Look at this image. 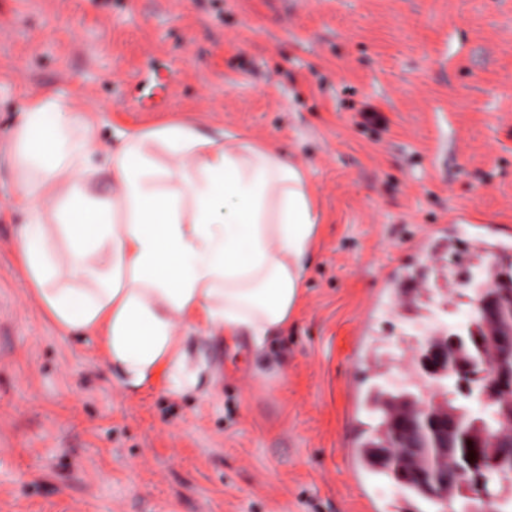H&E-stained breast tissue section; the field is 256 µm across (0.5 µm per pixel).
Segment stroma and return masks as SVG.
Here are the masks:
<instances>
[{"label": "stroma", "mask_w": 512, "mask_h": 512, "mask_svg": "<svg viewBox=\"0 0 512 512\" xmlns=\"http://www.w3.org/2000/svg\"><path fill=\"white\" fill-rule=\"evenodd\" d=\"M28 2L0 0V512H428L351 450L378 388L414 390L421 326L471 312L449 269L481 241L512 263V0ZM44 89L92 110L105 154L188 123L300 166L322 220L288 327L258 351L197 329L190 386L137 391L63 336L11 204Z\"/></svg>", "instance_id": "obj_1"}]
</instances>
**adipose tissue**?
<instances>
[{"label": "adipose tissue", "mask_w": 512, "mask_h": 512, "mask_svg": "<svg viewBox=\"0 0 512 512\" xmlns=\"http://www.w3.org/2000/svg\"><path fill=\"white\" fill-rule=\"evenodd\" d=\"M14 135L16 250L61 331L99 339L121 384L186 363L203 327L263 347L300 307L319 209L304 172L269 148L174 123L121 133L104 164L96 125L53 91ZM111 196L98 195L100 182Z\"/></svg>", "instance_id": "obj_1"}]
</instances>
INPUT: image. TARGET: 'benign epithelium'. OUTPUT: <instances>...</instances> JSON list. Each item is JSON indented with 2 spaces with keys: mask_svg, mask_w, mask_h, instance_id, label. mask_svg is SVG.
I'll return each instance as SVG.
<instances>
[{
  "mask_svg": "<svg viewBox=\"0 0 512 512\" xmlns=\"http://www.w3.org/2000/svg\"><path fill=\"white\" fill-rule=\"evenodd\" d=\"M476 291L484 294L478 302V312L489 326L491 359L484 365L478 378L485 379L483 396L492 397L512 388V297L498 295L483 281H474ZM460 338L440 336L432 330L422 338L415 350L422 380L431 382L433 396L424 404L411 398L398 402L392 412L390 427L394 442L375 449L385 464L425 480L427 486L444 493L448 483L444 463L453 454L456 439L472 440L478 448H511L512 431L492 437L474 423L462 430L458 412L448 407L439 391L438 380L448 368V358L457 355Z\"/></svg>",
  "mask_w": 512,
  "mask_h": 512,
  "instance_id": "benign-epithelium-1",
  "label": "benign epithelium"
}]
</instances>
